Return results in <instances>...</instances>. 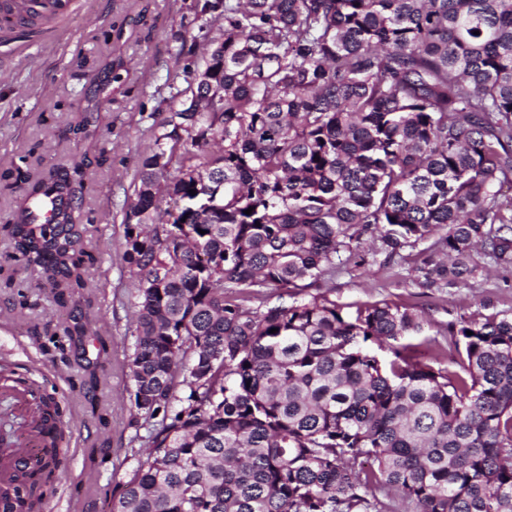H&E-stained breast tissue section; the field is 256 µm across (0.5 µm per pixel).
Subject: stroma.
Returning a JSON list of instances; mask_svg holds the SVG:
<instances>
[{
  "label": "stroma",
  "instance_id": "stroma-1",
  "mask_svg": "<svg viewBox=\"0 0 512 512\" xmlns=\"http://www.w3.org/2000/svg\"><path fill=\"white\" fill-rule=\"evenodd\" d=\"M200 35L184 0H77L52 33L0 42V173L33 175L102 149L109 157L83 191L82 228L95 258L87 267L89 309L57 308L38 288L2 229L25 184L0 177V359L55 393L70 426L67 476L49 493L45 512H110L144 450L146 430L131 397L136 307L123 260L122 207L153 145L151 128L170 110L167 76L177 75L183 88L193 80L194 61L179 54L180 39ZM107 61L117 62L119 77L96 87L91 77ZM84 116L98 129L87 140L71 130ZM411 269L380 262L347 269L321 291L339 303L410 304L441 325L483 302L512 308V271L466 287L422 288ZM73 316L94 320L97 330L80 346L61 328ZM101 336L108 362L93 382L87 368L97 361Z\"/></svg>",
  "mask_w": 512,
  "mask_h": 512
}]
</instances>
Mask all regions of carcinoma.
<instances>
[{
  "label": "carcinoma",
  "instance_id": "cac0c4a2",
  "mask_svg": "<svg viewBox=\"0 0 512 512\" xmlns=\"http://www.w3.org/2000/svg\"><path fill=\"white\" fill-rule=\"evenodd\" d=\"M194 14L214 35L195 82L169 84L124 202L134 407L158 427L111 512H391L390 493L402 512H512V310L483 302L442 327L307 293L365 264L367 240L388 261L416 251L426 286L512 268V0ZM107 161L24 177L6 225L61 308L92 305L78 192ZM432 328L454 359L412 342ZM64 333L93 335L76 317ZM27 388L50 440L0 488L5 512H44L68 455L55 398Z\"/></svg>",
  "mask_w": 512,
  "mask_h": 512
}]
</instances>
